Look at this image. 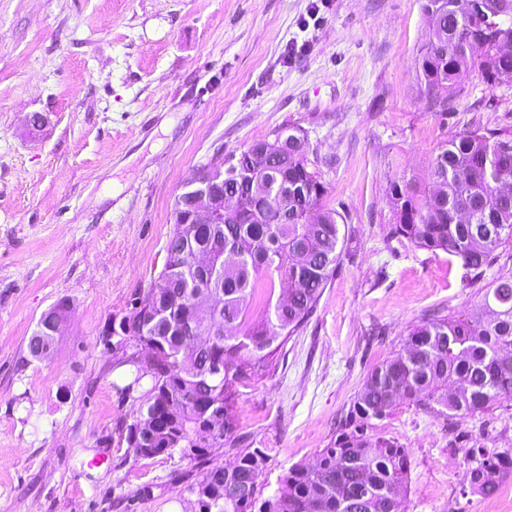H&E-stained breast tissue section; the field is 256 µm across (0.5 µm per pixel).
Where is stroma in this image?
<instances>
[{
  "mask_svg": "<svg viewBox=\"0 0 512 512\" xmlns=\"http://www.w3.org/2000/svg\"><path fill=\"white\" fill-rule=\"evenodd\" d=\"M421 4L325 0L312 23V0H0V512H195L193 462L128 447L145 387L134 343L105 332L157 281L174 202L215 156L304 129L350 236L309 321L239 390L245 445L269 454L262 495L335 439L424 314L472 313L512 276V246L476 277L391 233V181L425 182L456 132L512 126V83L472 71L430 108ZM64 299L53 353L33 359ZM376 432L410 452L407 512H512V476L463 491L466 450L512 439V400L465 419L403 403ZM55 337L51 332L45 328H39L38 324L36 330L33 332L28 340V352L33 359L41 360L49 355L51 352Z\"/></svg>",
  "mask_w": 512,
  "mask_h": 512,
  "instance_id": "35a3bbf8",
  "label": "stroma"
}]
</instances>
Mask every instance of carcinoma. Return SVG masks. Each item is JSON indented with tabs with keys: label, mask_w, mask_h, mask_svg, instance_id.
Segmentation results:
<instances>
[{
	"label": "carcinoma",
	"mask_w": 512,
	"mask_h": 512,
	"mask_svg": "<svg viewBox=\"0 0 512 512\" xmlns=\"http://www.w3.org/2000/svg\"><path fill=\"white\" fill-rule=\"evenodd\" d=\"M428 18L419 68L431 107L447 109L448 91L462 72L484 82H512V0H423ZM432 188L396 180L390 200L392 234L416 247L443 251L475 276L495 252L512 245V127L473 128L452 135L430 164ZM224 191L239 206L224 223L181 224L166 245L161 276L130 313L134 383L144 378L137 415L125 440L136 457L179 454L200 467L182 492L198 512H404L408 449L371 434L373 421L398 400L466 418L512 399V278H498L480 300L490 314L432 313L412 326L400 352L371 369L335 440L315 465L296 464L274 494L260 495L265 448L240 447L233 415L240 387L269 371L266 350L281 347L313 314L346 245L345 217L326 209V188L308 158L302 129L273 131L224 160ZM290 284L275 295V282ZM201 288L214 293L218 324L208 340L192 304ZM261 316L251 317L252 310ZM55 336L36 328L28 352L49 355ZM212 362L224 366L216 378ZM197 452L192 453L190 449ZM235 456L231 466H206L212 452ZM512 475V448H480L471 455L464 487L491 497Z\"/></svg>",
	"instance_id": "obj_1"
}]
</instances>
